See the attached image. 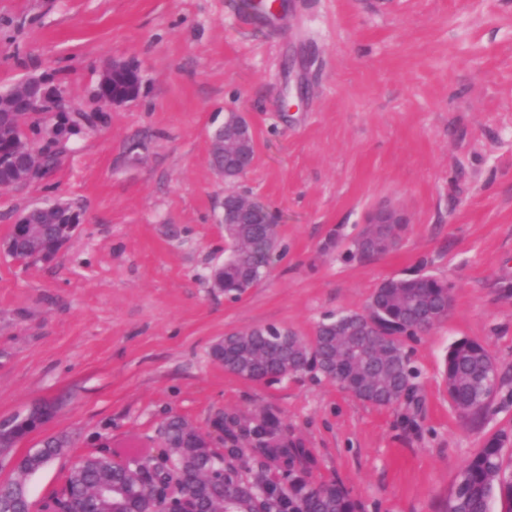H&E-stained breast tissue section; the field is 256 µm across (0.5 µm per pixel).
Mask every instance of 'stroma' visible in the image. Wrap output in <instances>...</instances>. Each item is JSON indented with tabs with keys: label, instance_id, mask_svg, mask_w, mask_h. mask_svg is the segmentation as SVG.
<instances>
[{
	"label": "stroma",
	"instance_id": "35a3bbf8",
	"mask_svg": "<svg viewBox=\"0 0 512 512\" xmlns=\"http://www.w3.org/2000/svg\"><path fill=\"white\" fill-rule=\"evenodd\" d=\"M277 21L244 0H0V91L50 77L81 115L47 175L0 188V236L35 205L76 201L56 259L0 254V421L51 418L0 454L53 434L66 455L28 476L41 506L100 439L119 456L158 447L177 414L277 415L362 512H448L458 471L512 437V0H284ZM135 64L140 97L100 108L103 67ZM246 113L255 164L242 182L280 218L285 256L240 299L211 285L227 244L210 137ZM397 206L400 246L348 258L367 210ZM447 280L448 317L408 341L418 406L360 401L307 372L259 383L209 356L224 333L274 324L311 336L363 311L385 279ZM487 346L504 382L461 415L442 379L449 346Z\"/></svg>",
	"mask_w": 512,
	"mask_h": 512
}]
</instances>
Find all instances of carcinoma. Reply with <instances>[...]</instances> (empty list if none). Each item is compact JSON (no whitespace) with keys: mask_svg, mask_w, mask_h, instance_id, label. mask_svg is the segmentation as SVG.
<instances>
[{"mask_svg":"<svg viewBox=\"0 0 512 512\" xmlns=\"http://www.w3.org/2000/svg\"><path fill=\"white\" fill-rule=\"evenodd\" d=\"M79 131L68 113H58L53 139H68ZM254 153L252 135L224 130V152ZM267 216L256 224H226L224 239L229 255L224 259L219 283L224 294L240 298L264 281L270 271L267 257L283 253L280 225L267 224ZM403 224H370L351 240L347 254L371 259L388 252V242L401 236ZM57 245V227L42 225V232L30 244L17 245V255ZM448 315V282L432 275L391 278L375 289L364 310L339 316L330 314L320 321L313 336L304 338L285 327L255 328L224 338V345L210 351L212 360L224 370L248 381H273L305 371L315 372L341 384L355 398L380 407L401 403L413 392L416 373L410 366L405 344L394 335L417 325L433 326ZM365 344L370 353L365 359L348 355L354 345ZM443 380L451 404L470 415H479L489 405L491 381L500 382L496 360L486 346L461 339L448 348ZM162 444L170 448L166 456L125 472L117 470L112 459L92 451L70 469L61 495L49 498L44 508L58 512L69 501L83 512H134L141 500L153 493L160 481L178 480L200 498L206 512H253L254 502L234 481L224 485L209 481L210 470L223 455L208 446L199 431L181 417L162 424ZM504 434L486 441L464 465L456 478L458 491L448 500V512H491L497 497L512 512V469L504 465ZM224 444L234 460L242 448L251 445L264 449L266 458L279 461L288 472L289 495L305 506L304 512H360V505L338 483L312 485L307 480L311 456L302 443L288 438L274 415H266L251 426L233 414H224ZM71 445L66 435L45 439L36 452L23 456L15 468L16 477L0 481V504L16 512L27 508L20 482L42 467L45 458L63 455ZM124 490L120 498L98 495L103 485Z\"/></svg>","mask_w":512,"mask_h":512,"instance_id":"cac0c4a2","label":"carcinoma"}]
</instances>
